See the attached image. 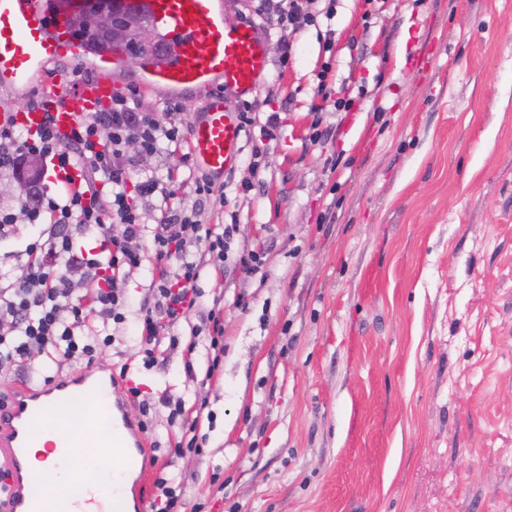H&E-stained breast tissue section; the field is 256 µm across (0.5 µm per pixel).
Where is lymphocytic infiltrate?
<instances>
[{
  "label": "lymphocytic infiltrate",
  "instance_id": "1",
  "mask_svg": "<svg viewBox=\"0 0 512 512\" xmlns=\"http://www.w3.org/2000/svg\"><path fill=\"white\" fill-rule=\"evenodd\" d=\"M311 0H258L256 16L269 26L296 28L313 22ZM152 156L161 145L187 147L186 132L176 122L165 123L141 111L137 100L121 94L102 112L82 122L66 140L51 127L37 133L21 128L0 129V173L18 175L30 157L78 171L75 186L56 192L41 188V174L32 180L40 189L34 203L0 205V239L14 236L19 225L37 227L38 234L25 247L23 261L0 271V372L35 376L49 385L62 369L75 361H93L101 347L110 345L119 324L126 320L128 297L119 279L152 261L154 273L136 317L139 322L141 362L150 368L165 347L183 346L184 370L195 378V365L206 361L214 372L224 352V326L220 314L209 311L212 330L206 345L192 340L180 344L177 329L201 302V275L206 259L223 261L230 229L205 224L196 209L176 210L175 178L160 179L138 170L126 155L128 142ZM137 177V190L153 201L162 214L160 223L147 224L127 201L126 186ZM93 233L98 251L79 248L77 238ZM205 243L208 258L194 248ZM160 406L169 411V424L182 428L174 455L199 452L197 422L186 411L203 413L204 403L186 406L183 398L164 394Z\"/></svg>",
  "mask_w": 512,
  "mask_h": 512
}]
</instances>
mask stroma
Here are the masks:
<instances>
[{
	"mask_svg": "<svg viewBox=\"0 0 512 512\" xmlns=\"http://www.w3.org/2000/svg\"><path fill=\"white\" fill-rule=\"evenodd\" d=\"M312 11L262 32L268 70L230 102L255 118L232 174L176 197L235 227L201 282L218 369L188 380L177 347L125 384L206 401L202 453L169 458L163 408L149 436L195 512H512V0ZM120 87L149 112L178 100L186 127L209 96ZM151 277L124 282L93 368L137 358ZM207 321L212 323V330L209 332V344L204 346L206 357L205 378H210L213 372L218 368L221 356L224 353L223 335L224 326L221 323L220 311L211 309L207 315Z\"/></svg>",
	"mask_w": 512,
	"mask_h": 512,
	"instance_id": "35a3bbf8",
	"label": "stroma"
}]
</instances>
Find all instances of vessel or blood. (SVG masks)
I'll return each mask as SVG.
<instances>
[{"label": "vessel or blood", "instance_id": "b4317fda", "mask_svg": "<svg viewBox=\"0 0 512 512\" xmlns=\"http://www.w3.org/2000/svg\"><path fill=\"white\" fill-rule=\"evenodd\" d=\"M112 7L145 13L164 33L168 56L161 62H143L139 74L143 84L177 93L220 85L202 117L190 126L188 137L199 165L210 174L223 175L237 160L242 136L228 101L254 94L269 65L258 30L245 23H225L219 0H113ZM81 8L82 0H0V87H24L59 58L82 60L84 47L68 33L69 21ZM123 63L120 52L105 53L95 79L74 85L65 80L58 83L61 105L48 111L24 106L16 112H1L0 127L19 126L34 133L48 121L59 137H66L118 94L113 74ZM121 385L116 376L102 382L87 370L70 381L56 379L51 389L64 397L101 392L100 405L86 413L94 430L70 436L68 459L73 471L82 470L83 449L95 444L99 454L112 461L110 477L120 489L109 505L111 512H142L140 490L152 467V448L144 433L126 421L129 401L120 395ZM45 391L20 382L9 406L0 410V464L10 471L9 512H37L27 450L33 443L30 423L42 406Z\"/></svg>", "mask_w": 512, "mask_h": 512}]
</instances>
